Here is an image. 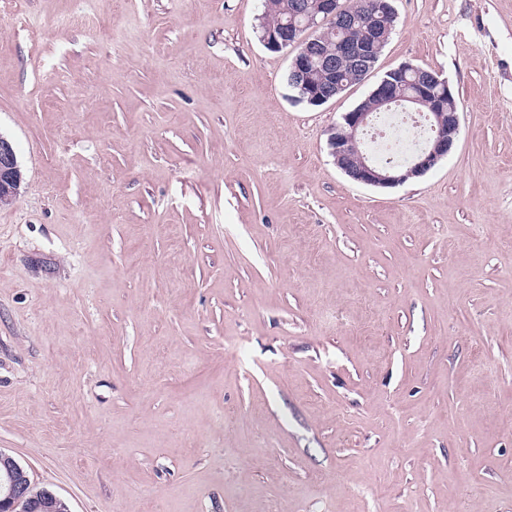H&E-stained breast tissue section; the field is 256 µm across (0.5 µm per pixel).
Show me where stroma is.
<instances>
[{
	"instance_id": "35a3bbf8",
	"label": "stroma",
	"mask_w": 512,
	"mask_h": 512,
	"mask_svg": "<svg viewBox=\"0 0 512 512\" xmlns=\"http://www.w3.org/2000/svg\"><path fill=\"white\" fill-rule=\"evenodd\" d=\"M295 102L262 0H0V450L70 512H512V0H393ZM411 63L419 179L327 129ZM239 343L224 351L225 338ZM401 75L409 70H414L417 75L418 90L411 97H403L413 107L420 110L425 108L426 117L432 129L431 137L426 141V149L414 154L404 163L380 165L376 163L365 149L360 135L365 127L371 125L375 119L390 111L375 110L367 112L361 106H356L350 112L341 115V121L328 130L327 144L329 153L333 157L336 166L351 180L364 185L376 187H393L403 184L409 179L419 178L433 169L440 161L448 157L455 148L460 134V103L454 98L448 102L454 94L446 80L440 75L427 69H418L410 63H406L395 69ZM416 76L406 75L401 78L399 90L410 94L415 87ZM440 88V93L435 89ZM429 95H435L434 101H429ZM443 100L448 102V112ZM434 104L433 107H431ZM377 112V113H375ZM393 116L384 126V134L373 135L374 149L379 158H402L411 150L422 144L427 136L420 117L416 112H392ZM344 129L348 132L343 133ZM433 142L431 143V141ZM431 143V144H430ZM20 182L21 172L13 145L0 136V187L11 190Z\"/></svg>"
}]
</instances>
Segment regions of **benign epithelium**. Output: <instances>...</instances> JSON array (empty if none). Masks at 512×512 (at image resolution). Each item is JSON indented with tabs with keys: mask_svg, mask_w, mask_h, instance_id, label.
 Listing matches in <instances>:
<instances>
[{
	"mask_svg": "<svg viewBox=\"0 0 512 512\" xmlns=\"http://www.w3.org/2000/svg\"><path fill=\"white\" fill-rule=\"evenodd\" d=\"M290 13L303 21L289 20L279 35L261 37L272 50L291 48L288 86L297 102L314 106L336 98L354 82L371 72L378 41L388 35L385 20L393 16L390 0H373L366 24L367 38L343 41L332 51L324 50L325 33L333 27H347L360 21L358 14L341 0H317L311 9L295 0ZM417 73L418 90L407 101L415 108L425 107L426 117L436 136L428 147L403 163L380 165L365 149L361 134L371 125L375 113L357 106L341 115V121L328 130L329 153L336 166L351 180L376 187H393L419 178L448 157L460 134V112L446 110L445 100L453 96L446 80L434 71L406 63L397 68L404 75ZM369 97L387 109L397 98L393 81L384 77ZM21 182L17 157L10 141L0 136V187L10 189ZM0 512H69L67 505L50 490H36L28 472L12 456L0 451Z\"/></svg>",
	"mask_w": 512,
	"mask_h": 512,
	"instance_id": "obj_1",
	"label": "benign epithelium"
}]
</instances>
